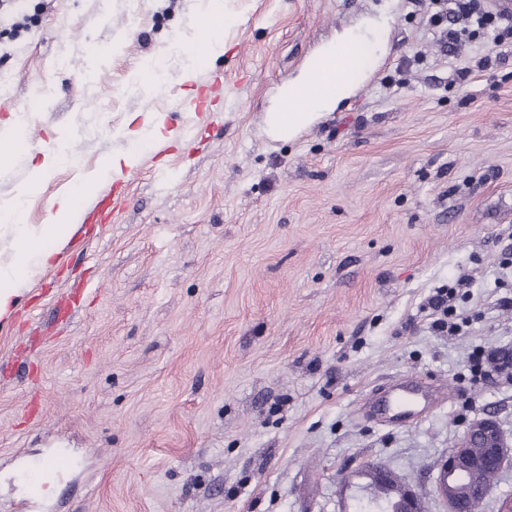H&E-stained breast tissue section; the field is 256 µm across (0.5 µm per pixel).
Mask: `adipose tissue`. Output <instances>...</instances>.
Returning a JSON list of instances; mask_svg holds the SVG:
<instances>
[{
  "mask_svg": "<svg viewBox=\"0 0 512 512\" xmlns=\"http://www.w3.org/2000/svg\"><path fill=\"white\" fill-rule=\"evenodd\" d=\"M177 136V131L166 129L160 116L136 126L126 125V148L110 156L104 167L113 176H121L124 169L136 165L139 151L147 143ZM52 206L51 221L47 224L27 223L23 202L0 208V224L10 227L13 234L9 257L6 262H0V319L8 318L25 295V284L34 270L48 266L55 253V243L65 241L73 232L72 220L76 214L73 194L59 196Z\"/></svg>",
  "mask_w": 512,
  "mask_h": 512,
  "instance_id": "obj_1",
  "label": "adipose tissue"
}]
</instances>
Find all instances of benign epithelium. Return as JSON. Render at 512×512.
Returning a JSON list of instances; mask_svg holds the SVG:
<instances>
[{
	"label": "benign epithelium",
	"mask_w": 512,
	"mask_h": 512,
	"mask_svg": "<svg viewBox=\"0 0 512 512\" xmlns=\"http://www.w3.org/2000/svg\"><path fill=\"white\" fill-rule=\"evenodd\" d=\"M512 461V446L508 445L503 433L492 418H483L466 430L455 448L448 452L439 463L436 491L446 506V512H470L468 500L486 495L488 484L481 482L471 487V494L463 495L460 484L453 480L458 474L467 477L479 471L498 472L503 465ZM362 478L365 483L358 485L360 498L378 500L379 490L388 485L394 474L378 464H367L345 476L344 482ZM398 512H426L422 499L407 482L398 487Z\"/></svg>",
	"instance_id": "obj_1"
}]
</instances>
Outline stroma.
Segmentation results:
<instances>
[{
    "label": "stroma",
    "instance_id": "35a3bbf8",
    "mask_svg": "<svg viewBox=\"0 0 512 512\" xmlns=\"http://www.w3.org/2000/svg\"><path fill=\"white\" fill-rule=\"evenodd\" d=\"M229 7L201 64L204 0H19L0 18V140L32 138L0 162V205L29 190L27 223L125 148L134 113L194 137L146 151L121 206L0 320V512H354L341 473L366 461L444 512L437 464L466 427L490 412L512 436V385L468 380L474 345L512 355V41L448 54L410 0ZM347 31L370 48L350 91L270 137L265 113ZM192 64L221 77L203 121L181 106ZM62 141L75 160L37 174ZM464 273L477 322L432 332L422 304ZM399 378L444 395L417 423L367 417ZM206 12L209 15L217 16L223 19V22L214 26L208 37V42L206 46L204 57H199L203 59L205 57L208 58H216L224 54V38L223 32L224 28L227 27L231 21V16L229 13L224 10V1L223 0H207L206 1Z\"/></svg>",
    "mask_w": 512,
    "mask_h": 512
}]
</instances>
